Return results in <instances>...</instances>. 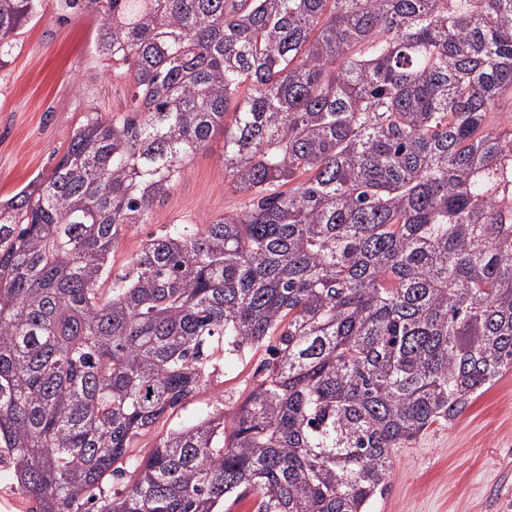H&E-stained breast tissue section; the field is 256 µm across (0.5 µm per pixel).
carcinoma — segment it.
<instances>
[{"mask_svg": "<svg viewBox=\"0 0 512 512\" xmlns=\"http://www.w3.org/2000/svg\"><path fill=\"white\" fill-rule=\"evenodd\" d=\"M42 2L0 0V68ZM60 6L138 117L87 116L0 200V446L32 512H369L394 450L512 367V0ZM218 129L248 202L150 237L102 295ZM261 347L231 426L130 455L215 352Z\"/></svg>", "mask_w": 512, "mask_h": 512, "instance_id": "cac0c4a2", "label": "carcinoma"}]
</instances>
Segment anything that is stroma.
Here are the masks:
<instances>
[{"label": "stroma", "mask_w": 512, "mask_h": 512, "mask_svg": "<svg viewBox=\"0 0 512 512\" xmlns=\"http://www.w3.org/2000/svg\"><path fill=\"white\" fill-rule=\"evenodd\" d=\"M90 16L63 13L44 0L10 63L0 69V199L50 174L87 115L127 113L128 81L98 56ZM224 133L188 163L183 177L156 206V219L128 230L112 250L120 273L149 234L170 224H208L243 206L224 178ZM264 350L226 357L178 415L162 418L134 443L147 455L174 423L216 412L232 422L248 396ZM386 491L370 512H512V370L473 399L457 417L433 423L395 450Z\"/></svg>", "instance_id": "stroma-1"}]
</instances>
